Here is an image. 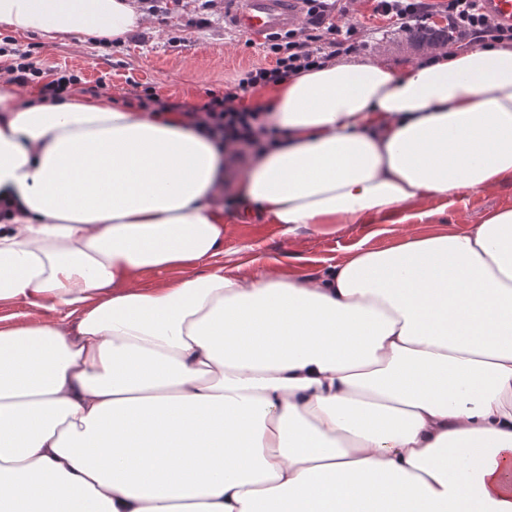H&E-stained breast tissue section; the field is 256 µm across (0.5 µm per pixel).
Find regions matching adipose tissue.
<instances>
[{
  "mask_svg": "<svg viewBox=\"0 0 512 512\" xmlns=\"http://www.w3.org/2000/svg\"><path fill=\"white\" fill-rule=\"evenodd\" d=\"M136 0H0L17 35L125 41ZM241 217L321 230L512 177V45L332 62ZM225 157L176 114L0 86V512H512V209L399 228L312 278L226 272ZM214 263L165 288L150 271ZM35 314L34 308L24 301H17L8 304L0 303V316H12L4 323L21 324L29 321Z\"/></svg>",
  "mask_w": 512,
  "mask_h": 512,
  "instance_id": "adipose-tissue-1",
  "label": "adipose tissue"
}]
</instances>
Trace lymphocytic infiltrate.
<instances>
[{"mask_svg": "<svg viewBox=\"0 0 512 512\" xmlns=\"http://www.w3.org/2000/svg\"><path fill=\"white\" fill-rule=\"evenodd\" d=\"M309 16L308 27L275 33L268 37V50L275 57L273 65L240 74L224 92H210L208 101L193 118L218 146L230 148L234 163L264 150L274 143L276 130L266 120L261 108L245 105V97L257 88L274 85L314 66H323L337 55L354 49L355 35L364 23L360 15L349 12L344 0H304ZM427 0H373L372 16L410 30L425 24ZM449 28L483 47L512 39V28L505 29L483 13L477 0H448L444 7ZM12 80L19 85L42 81L43 98L65 101L78 76L63 74L46 79L32 60L31 51H23L11 69Z\"/></svg>", "mask_w": 512, "mask_h": 512, "instance_id": "f902f5d3", "label": "lymphocytic infiltrate"}]
</instances>
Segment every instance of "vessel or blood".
<instances>
[{
	"label": "vessel or blood",
	"mask_w": 512,
	"mask_h": 512,
	"mask_svg": "<svg viewBox=\"0 0 512 512\" xmlns=\"http://www.w3.org/2000/svg\"><path fill=\"white\" fill-rule=\"evenodd\" d=\"M301 0H243L227 16L236 28L261 36L295 27ZM481 11L504 27H512V0H478Z\"/></svg>",
	"instance_id": "obj_1"
}]
</instances>
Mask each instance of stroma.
I'll return each mask as SVG.
<instances>
[{
	"instance_id": "35a3bbf8",
	"label": "stroma",
	"mask_w": 512,
	"mask_h": 512,
	"mask_svg": "<svg viewBox=\"0 0 512 512\" xmlns=\"http://www.w3.org/2000/svg\"><path fill=\"white\" fill-rule=\"evenodd\" d=\"M224 0L201 10L199 0H183L178 10H157L150 23L132 33L120 44L103 47L93 41L60 35L55 38L33 33L16 39L20 49H32L33 60L48 73L67 70L82 78L84 88H96L98 80L110 85L109 97L123 104L132 83L152 87L164 98L184 109L200 108L212 91L233 85L239 75L256 67L272 64L263 39L232 27L224 19ZM351 12L364 16L367 28L355 37L353 60L382 58L400 68L426 58L428 49L372 16L371 0H348ZM512 208V179L494 190L458 199L445 206L432 201L421 205V215L410 225L415 233L434 230L456 232L477 224L485 215ZM227 206L224 224L225 268L251 276L266 268L283 275L313 276L344 258L357 245L381 248L394 237L392 220L371 224H337L326 232L306 229L283 234L280 225L266 219L242 221Z\"/></svg>"
}]
</instances>
